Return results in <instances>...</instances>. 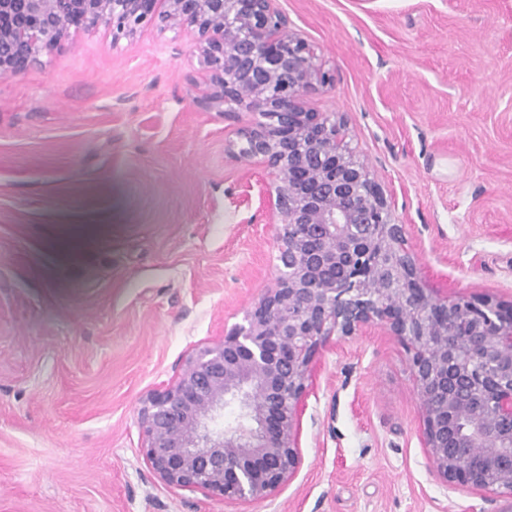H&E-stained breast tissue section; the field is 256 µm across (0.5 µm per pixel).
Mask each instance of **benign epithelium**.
Here are the masks:
<instances>
[{"label":"benign epithelium","mask_w":512,"mask_h":512,"mask_svg":"<svg viewBox=\"0 0 512 512\" xmlns=\"http://www.w3.org/2000/svg\"><path fill=\"white\" fill-rule=\"evenodd\" d=\"M273 0H0V74L21 71L73 28L103 23L131 37L187 24L219 91L210 103L256 121L239 155L272 180L275 285L221 340L186 355L176 379L140 409L142 455L165 485L265 499L303 465L302 418L331 340L380 328L409 355L421 441L448 489L512 512V301L429 288L383 187L347 143L339 112L303 99L333 85L305 39L285 34ZM232 406L234 424L210 422Z\"/></svg>","instance_id":"obj_1"}]
</instances>
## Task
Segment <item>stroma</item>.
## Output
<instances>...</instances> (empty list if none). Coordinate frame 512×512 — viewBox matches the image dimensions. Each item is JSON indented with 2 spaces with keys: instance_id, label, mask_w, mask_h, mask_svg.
<instances>
[{
  "instance_id": "obj_1",
  "label": "stroma",
  "mask_w": 512,
  "mask_h": 512,
  "mask_svg": "<svg viewBox=\"0 0 512 512\" xmlns=\"http://www.w3.org/2000/svg\"><path fill=\"white\" fill-rule=\"evenodd\" d=\"M335 76L429 284L512 300V0H274ZM188 26L73 30L0 75V512H466L420 441L408 356L375 329L324 352L303 465L228 503L163 484L139 412L271 287L267 172L237 153Z\"/></svg>"
}]
</instances>
